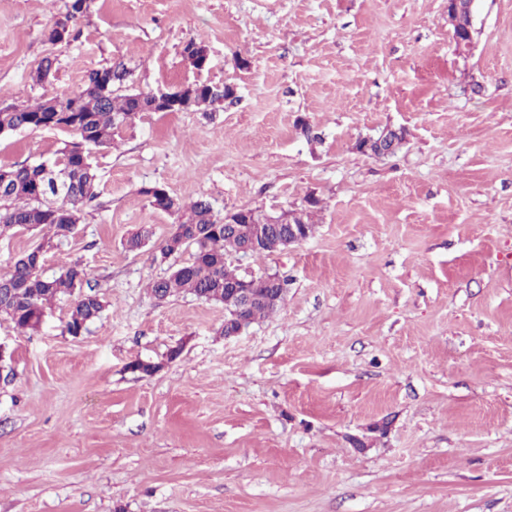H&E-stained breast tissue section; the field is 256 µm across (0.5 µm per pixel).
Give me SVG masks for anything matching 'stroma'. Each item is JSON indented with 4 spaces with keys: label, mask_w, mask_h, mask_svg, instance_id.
I'll list each match as a JSON object with an SVG mask.
<instances>
[{
    "label": "stroma",
    "mask_w": 512,
    "mask_h": 512,
    "mask_svg": "<svg viewBox=\"0 0 512 512\" xmlns=\"http://www.w3.org/2000/svg\"><path fill=\"white\" fill-rule=\"evenodd\" d=\"M66 2L0 0V107L118 63L132 90L236 97L93 148L98 196L44 260L106 307L78 337L67 297L34 330L0 316V512H512V0H476L465 60L448 0H94L55 45ZM385 126L399 151H357ZM74 138L2 135L0 165ZM152 184L220 214L318 199L309 238L232 260L287 279L275 313L228 337L222 304L153 297L179 259ZM195 93L189 112L203 111L204 115H207L208 107L220 105L227 99H232L224 94V86H216L204 82H198L195 84Z\"/></svg>",
    "instance_id": "35a3bbf8"
}]
</instances>
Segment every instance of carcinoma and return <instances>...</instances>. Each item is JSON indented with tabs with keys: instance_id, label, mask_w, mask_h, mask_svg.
I'll use <instances>...</instances> for the list:
<instances>
[{
	"instance_id": "obj_1",
	"label": "carcinoma",
	"mask_w": 512,
	"mask_h": 512,
	"mask_svg": "<svg viewBox=\"0 0 512 512\" xmlns=\"http://www.w3.org/2000/svg\"><path fill=\"white\" fill-rule=\"evenodd\" d=\"M452 26L463 43L469 39L468 14L460 8ZM128 71L119 63L89 73L83 85L75 90L42 100L35 105H18L13 112H0V133L21 128H62L77 134L78 140L67 142L61 149L69 186L55 191L42 175L41 164L0 167V232L18 227L46 226L61 243L73 233L84 208L97 197L98 175L90 154L94 147L109 145L119 132L132 126L139 115L150 111L151 93H120L118 85L127 80ZM229 96L224 88L204 82L196 83L191 111H207ZM318 202L291 210L303 238L313 234V211ZM184 234L165 240L161 254L171 256L192 249L189 261L178 266L169 276L153 281L151 293L164 301L179 293H189L207 302L224 304L226 321L236 327L274 313L283 301L287 280L278 287L259 285L256 302L240 309L231 302L226 286L244 279V275L228 261L239 254L246 239L233 227H224L223 218L215 214L210 202L199 198L188 208L186 220L179 222ZM283 224L270 225V233L262 252L285 248L281 241ZM44 251L37 247L17 258L9 271L0 276V315L9 318L17 328L34 330L42 323L46 309L63 297L73 298L66 330L87 327L100 318L104 304L79 262L62 267L52 275L43 271Z\"/></svg>"
}]
</instances>
